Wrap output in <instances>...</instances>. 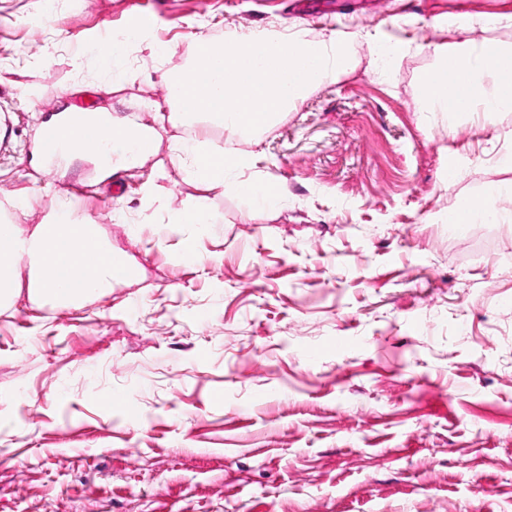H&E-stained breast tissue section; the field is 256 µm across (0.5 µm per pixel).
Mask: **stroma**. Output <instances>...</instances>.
<instances>
[{
  "instance_id": "stroma-1",
  "label": "stroma",
  "mask_w": 512,
  "mask_h": 512,
  "mask_svg": "<svg viewBox=\"0 0 512 512\" xmlns=\"http://www.w3.org/2000/svg\"><path fill=\"white\" fill-rule=\"evenodd\" d=\"M312 2L0 0V107L20 111L0 216L67 202L138 269L65 307L32 303L15 266L0 512H512V223L448 224L460 196L512 205V111L429 112L417 82L456 10L512 46V0ZM140 10L152 23L103 64ZM272 27L352 41L357 66L258 144L209 127L279 184L262 211L171 161L198 128L171 124L163 74L197 37ZM85 103L160 128V171L112 174L113 196L90 162H44L40 126ZM200 197L212 223H173Z\"/></svg>"
}]
</instances>
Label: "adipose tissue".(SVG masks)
Returning <instances> with one entry per match:
<instances>
[{
  "label": "adipose tissue",
  "mask_w": 512,
  "mask_h": 512,
  "mask_svg": "<svg viewBox=\"0 0 512 512\" xmlns=\"http://www.w3.org/2000/svg\"><path fill=\"white\" fill-rule=\"evenodd\" d=\"M427 111L500 112L512 108V48L479 41L465 36L449 43L447 51L438 53L434 66L420 76ZM112 161L103 169L104 176L143 165L157 151L159 131L144 124L111 121ZM66 206L41 224L31 228L8 223L0 224V305L9 306L20 289L8 256L24 252L30 257V282L27 290L31 302L49 301L72 304L111 287L112 266H119L127 276H135L136 267L115 255L96 232L93 225L73 224L67 219ZM93 244L112 265L74 288L62 279L48 278L45 260L56 266L69 265L85 248Z\"/></svg>",
  "instance_id": "adipose-tissue-1"
}]
</instances>
